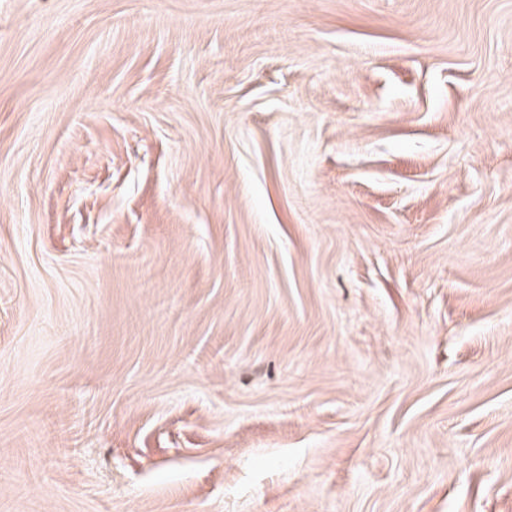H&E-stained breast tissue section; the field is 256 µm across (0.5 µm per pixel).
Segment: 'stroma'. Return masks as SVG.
I'll return each mask as SVG.
<instances>
[{"mask_svg": "<svg viewBox=\"0 0 512 512\" xmlns=\"http://www.w3.org/2000/svg\"><path fill=\"white\" fill-rule=\"evenodd\" d=\"M0 512H512V0H0Z\"/></svg>", "mask_w": 512, "mask_h": 512, "instance_id": "1", "label": "stroma"}]
</instances>
